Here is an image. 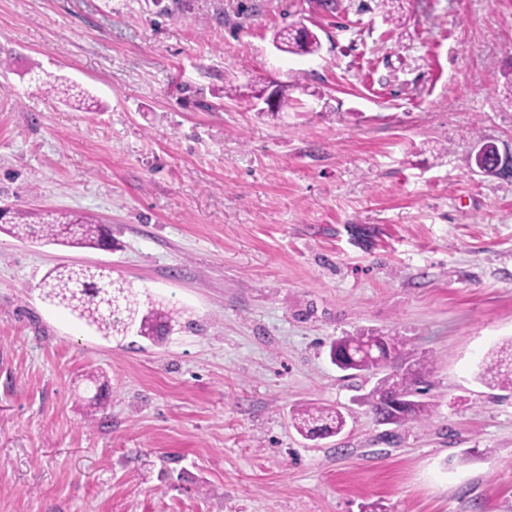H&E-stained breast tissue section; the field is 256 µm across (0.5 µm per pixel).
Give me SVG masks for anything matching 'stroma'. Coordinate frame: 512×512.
Returning <instances> with one entry per match:
<instances>
[{
    "label": "stroma",
    "mask_w": 512,
    "mask_h": 512,
    "mask_svg": "<svg viewBox=\"0 0 512 512\" xmlns=\"http://www.w3.org/2000/svg\"><path fill=\"white\" fill-rule=\"evenodd\" d=\"M399 4L394 27L380 0H0V206L116 241L0 230V512H512V392L478 377L512 339V176L475 165L512 151V0ZM300 23L320 51H278ZM71 264L188 327H83L42 296ZM371 333L425 367L428 420L379 423L376 376L332 364ZM313 402L339 435L294 430ZM37 80L45 89L77 110L92 112L97 108L96 100L79 84L46 73L37 75ZM0 223L8 224V233L17 238L48 239L70 247L99 249L108 237L112 247V236L101 224L75 211L13 208L1 210ZM370 336L372 335L343 336L332 341L330 346L331 359L336 358V354L343 356L346 354V352L349 351L352 355H354L356 362L346 371H355L361 374L365 372L373 373L377 371L378 367L375 365H369L365 362H361L363 358L360 351H363V347L368 343Z\"/></svg>",
    "instance_id": "1"
}]
</instances>
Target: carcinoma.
Segmentation results:
<instances>
[{"label":"carcinoma","mask_w":512,"mask_h":512,"mask_svg":"<svg viewBox=\"0 0 512 512\" xmlns=\"http://www.w3.org/2000/svg\"><path fill=\"white\" fill-rule=\"evenodd\" d=\"M288 40V52L312 53L319 49L317 35L310 31L302 39L290 33H278L277 40ZM45 89L77 110L91 112L96 100L79 84L52 74L37 76ZM0 223L8 225V233L17 238L48 239L70 247L99 249L106 229L94 219L75 211L43 210L33 212L14 208L0 212ZM43 294L52 305L59 307L105 337L124 338L131 326L138 335L152 341L167 337L168 329L181 324L182 312L166 309L150 297L132 288L122 279L112 278L104 268H62L53 270L44 280ZM370 336H343L332 341L330 356L351 353L356 362L350 370L375 372L378 367L362 361L361 351ZM479 377L502 390L512 392V340L488 353L482 362ZM426 372L407 367L380 378L367 395L373 413L396 425L427 419L430 404L417 400L429 390ZM293 427L302 435L317 432L340 433L345 418L333 407L311 404L293 411Z\"/></svg>","instance_id":"obj_1"}]
</instances>
